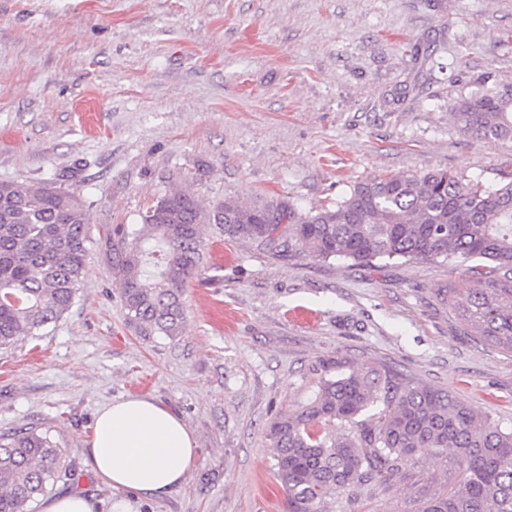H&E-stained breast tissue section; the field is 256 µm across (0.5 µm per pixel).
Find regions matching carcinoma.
Here are the masks:
<instances>
[{
    "mask_svg": "<svg viewBox=\"0 0 512 512\" xmlns=\"http://www.w3.org/2000/svg\"><path fill=\"white\" fill-rule=\"evenodd\" d=\"M454 122L476 138H512V86L461 96ZM273 254L353 266L376 261L459 263L473 288L438 289L479 342L512 353V174L493 188L444 169L370 178L332 207L305 213L232 197L208 205L174 186L118 229L112 273L142 336L180 334L184 293L204 264L202 228ZM91 237L84 202L52 184L0 181V349L68 312L84 278ZM304 405L264 428L287 512H335L347 490L393 485L426 455L451 457L462 479L449 494L421 490L415 512H512V427L448 389L385 365L336 357ZM74 473L50 434L0 433V512H38Z\"/></svg>",
    "mask_w": 512,
    "mask_h": 512,
    "instance_id": "carcinoma-1",
    "label": "carcinoma"
}]
</instances>
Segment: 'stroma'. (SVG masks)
<instances>
[{"label": "stroma", "mask_w": 512, "mask_h": 512, "mask_svg": "<svg viewBox=\"0 0 512 512\" xmlns=\"http://www.w3.org/2000/svg\"><path fill=\"white\" fill-rule=\"evenodd\" d=\"M512 84V0H0V180L55 182L88 209L91 250L70 311L0 350V432H49L96 512H286L263 429L310 398L321 362H378L512 426V353L466 336L436 291L461 269L277 257L204 226V269L175 337L139 335L107 239L171 185L203 202L279 199L304 212L373 177L447 169L495 186L512 140L473 139L458 97ZM148 398L196 456L164 497L90 468L96 414ZM426 458L336 512H415Z\"/></svg>", "instance_id": "1"}]
</instances>
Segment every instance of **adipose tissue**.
Returning a JSON list of instances; mask_svg holds the SVG:
<instances>
[{
	"label": "adipose tissue",
	"instance_id": "adipose-tissue-1",
	"mask_svg": "<svg viewBox=\"0 0 512 512\" xmlns=\"http://www.w3.org/2000/svg\"><path fill=\"white\" fill-rule=\"evenodd\" d=\"M194 452L182 421L152 401L128 398L99 411L86 455L112 487L162 497L184 480Z\"/></svg>",
	"mask_w": 512,
	"mask_h": 512
}]
</instances>
